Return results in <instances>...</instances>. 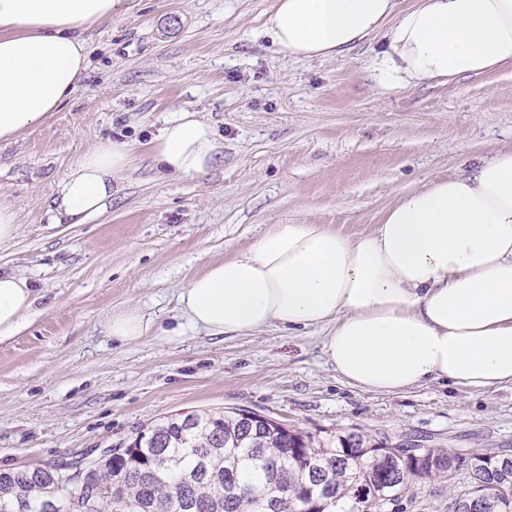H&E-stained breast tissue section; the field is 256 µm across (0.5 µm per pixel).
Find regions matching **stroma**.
Listing matches in <instances>:
<instances>
[{"label": "stroma", "mask_w": 512, "mask_h": 512, "mask_svg": "<svg viewBox=\"0 0 512 512\" xmlns=\"http://www.w3.org/2000/svg\"><path fill=\"white\" fill-rule=\"evenodd\" d=\"M275 0H123L86 29L89 67L58 112L0 142V198L20 216L0 273L36 297L0 342V468L75 462L177 413L245 408L328 440L358 431L447 452L512 450V386L484 394L429 382L398 393L346 385L321 330L177 334V295L261 224H330L356 236L421 179L467 171L512 144V65L384 93L369 46L338 61L278 54ZM200 113L223 155L198 180L161 174L150 143L172 112ZM134 143L105 211L52 221L53 190L99 139ZM136 305L160 335L112 341ZM448 481L416 482L393 512H448Z\"/></svg>", "instance_id": "1"}]
</instances>
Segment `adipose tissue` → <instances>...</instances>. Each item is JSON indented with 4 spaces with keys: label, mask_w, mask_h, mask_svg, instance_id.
Returning <instances> with one entry per match:
<instances>
[{
    "label": "adipose tissue",
    "mask_w": 512,
    "mask_h": 512,
    "mask_svg": "<svg viewBox=\"0 0 512 512\" xmlns=\"http://www.w3.org/2000/svg\"><path fill=\"white\" fill-rule=\"evenodd\" d=\"M122 0H0V142L44 122L88 67L85 28ZM265 31L279 54L335 60L362 44L380 89L479 76L512 64V0H275ZM221 145L186 109L151 144L154 165L195 179ZM134 149L99 140L54 188V223L105 210L112 180ZM34 293L0 273V342L18 334ZM181 317L209 336L324 329L337 377L396 393L429 382L481 395L512 385V145L469 172L426 179L393 203L372 231L271 224L232 256L207 263L178 292ZM154 328L138 308L113 311L112 339Z\"/></svg>",
    "instance_id": "adipose-tissue-1"
}]
</instances>
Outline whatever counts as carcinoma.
<instances>
[{"label":"carcinoma","mask_w":512,"mask_h":512,"mask_svg":"<svg viewBox=\"0 0 512 512\" xmlns=\"http://www.w3.org/2000/svg\"><path fill=\"white\" fill-rule=\"evenodd\" d=\"M245 427L236 409L166 417L85 464L93 498L66 464L0 469V512H329L343 499L363 512L371 499L399 500L415 477L460 471L457 512H469L471 497L476 512H512V455L501 448L432 461L417 442L385 454L386 436L351 432L331 444L275 419Z\"/></svg>","instance_id":"carcinoma-1"}]
</instances>
